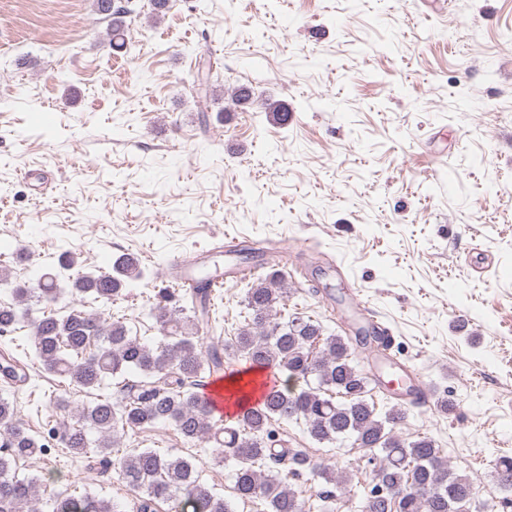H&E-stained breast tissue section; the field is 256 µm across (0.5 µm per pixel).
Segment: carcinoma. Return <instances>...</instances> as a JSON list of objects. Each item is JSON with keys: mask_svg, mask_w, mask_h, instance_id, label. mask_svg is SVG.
<instances>
[{"mask_svg": "<svg viewBox=\"0 0 512 512\" xmlns=\"http://www.w3.org/2000/svg\"><path fill=\"white\" fill-rule=\"evenodd\" d=\"M97 13L110 19L107 32L112 49L126 48L124 20L127 10L115 0H96ZM78 256L66 251L58 260L59 271L33 273L27 285L13 289L18 302L38 294L54 304L64 293L62 272L77 266ZM143 277L139 258L125 253L115 258L110 269L77 275L68 284L78 305L64 313L42 311L32 320L27 333L30 351L52 375L80 389H94L109 377L135 374L139 380L122 385V400H99L78 411L74 423L59 429L60 441L74 458L87 457L90 449L101 455L109 467L115 439L128 430H142L158 422L171 423L188 441L206 437L224 446L236 461L235 487L240 498L260 500L267 512H333L330 490L316 494L310 502L285 482L289 476L311 470L313 476L342 489L348 476L333 467L313 465L309 457L294 448L275 447L272 425L289 420L305 426L319 443L333 444L351 439L372 452L368 458L371 481L361 512H461L475 499L469 479L448 466L442 449L433 438L423 435L413 441L402 439L396 426L406 409L391 405L384 413L367 399L371 379L358 368L355 349L343 336L323 335L320 323L300 316L271 322L276 304L285 299L284 278L278 271L268 273L246 292V325L226 343L202 349L199 329L213 318L211 299L205 288H189L182 299L191 302V314L168 308L169 290L159 292L153 304L157 322L167 341L156 347L129 335L123 322L107 321L85 304L114 302L125 296L126 288ZM23 316L13 306L0 305V328L7 333L19 330ZM233 356L252 368L285 372L300 387L277 386L260 408L253 409L232 427L214 428L199 402L201 374L224 370V358ZM0 374L26 382V364L7 353L0 358ZM315 384H310V379ZM98 437L93 439L90 433ZM0 439L10 451L0 454V512H24L32 503L36 481L12 474L17 460L44 450L17 418L10 402L0 398ZM121 482L142 493L139 512H155L153 503L166 502L176 508L180 494L186 493L195 512H233L224 498L213 493L197 473L195 457H170L151 448L132 449L118 460ZM494 481L504 491H512V456L499 457ZM54 512H120L106 500L85 493L69 494L54 504Z\"/></svg>", "mask_w": 512, "mask_h": 512, "instance_id": "obj_1", "label": "carcinoma"}]
</instances>
